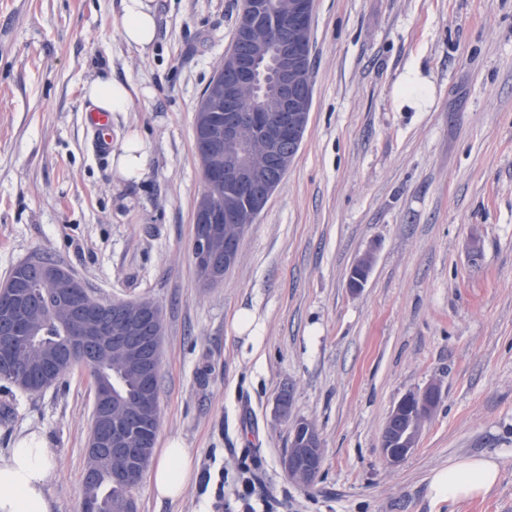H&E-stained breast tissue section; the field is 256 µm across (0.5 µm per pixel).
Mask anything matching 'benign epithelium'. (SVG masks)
<instances>
[{"label": "benign epithelium", "mask_w": 512, "mask_h": 512, "mask_svg": "<svg viewBox=\"0 0 512 512\" xmlns=\"http://www.w3.org/2000/svg\"><path fill=\"white\" fill-rule=\"evenodd\" d=\"M310 7L311 0H289L286 9L280 12L276 0H241L238 38L242 52L224 57L223 68L229 77L224 79L223 134L211 139L213 153H224V171L216 178L228 182L230 192L224 202V215L205 213L199 206L194 215V259L204 279L220 266L229 267L235 262L236 235L223 232L222 226L235 227L239 233H244L253 214L264 208L277 188L282 169L294 160L296 153L290 150L289 144L301 140L307 129L311 100L304 93L303 85L307 82L305 22ZM269 58L275 69L272 111L279 113V120L269 124L259 114L250 118L253 140L260 151V159L255 160L253 152L247 150L242 140V93L254 84L259 65ZM371 264L372 257L367 254L352 267L348 278L351 291L364 288ZM44 279L63 290L71 306L82 305L70 291L67 274L50 270L44 272ZM160 320V310L144 302L112 315L91 316L84 329L97 333L99 349L108 352L112 346L109 336L112 325L134 329L147 322L159 336L162 334ZM125 352L129 363L142 370L143 378L152 376L155 371L153 361L142 357L137 346L127 345ZM80 363L84 360L74 347L61 350L41 363L42 386L54 382L58 367L64 365L71 369ZM91 376L99 413L98 427L90 431L86 441L85 472H94L119 459L121 465L112 475L118 481L125 480L138 471L148 457L139 461L123 459L122 448L126 447V442L114 414L112 388L102 381L101 375L93 372ZM440 395L439 386L432 385L422 392H409L399 400L383 429L386 439L382 453L389 463L400 462L415 448L422 423L436 408ZM402 417L408 419L410 428L395 435L393 423ZM300 431L304 433L302 447L288 449V456L282 458V466L291 480L309 486L315 482L322 467L323 448L312 422L294 421L292 436H297Z\"/></svg>", "instance_id": "7a95c632"}]
</instances>
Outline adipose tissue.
I'll return each mask as SVG.
<instances>
[{"instance_id":"obj_1","label":"adipose tissue","mask_w":512,"mask_h":512,"mask_svg":"<svg viewBox=\"0 0 512 512\" xmlns=\"http://www.w3.org/2000/svg\"><path fill=\"white\" fill-rule=\"evenodd\" d=\"M153 0H122L120 26L128 45L149 51L157 37ZM135 89L112 77L85 83L84 99L102 112L128 109ZM112 166L127 180H141L148 174V152L137 132H129L112 153ZM56 458L44 438H21L7 454L0 455V512H53L49 485ZM500 468L495 460L467 458L437 470L431 479L435 498L465 501L485 495L498 481ZM196 476V464L189 449L177 440L159 449L148 473V484L160 501H177Z\"/></svg>"}]
</instances>
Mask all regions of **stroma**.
I'll return each mask as SVG.
<instances>
[{
    "instance_id": "stroma-1",
    "label": "stroma",
    "mask_w": 512,
    "mask_h": 512,
    "mask_svg": "<svg viewBox=\"0 0 512 512\" xmlns=\"http://www.w3.org/2000/svg\"><path fill=\"white\" fill-rule=\"evenodd\" d=\"M154 4L142 52L115 23L121 0H0V279L40 252L101 300L163 313L156 445L179 440L198 476L173 503L140 482L138 512H512V0H314L304 138L208 288L192 258L193 122L240 0ZM412 71L427 100L400 97ZM104 75L137 90L111 144L139 133L141 181L119 177L84 124L82 87ZM432 383L417 447L389 464L391 411ZM93 404L80 366L39 393L0 381V453L46 439L55 512H82ZM296 419L322 441L308 487L281 465ZM468 457L498 462V483L434 498V472Z\"/></svg>"
}]
</instances>
